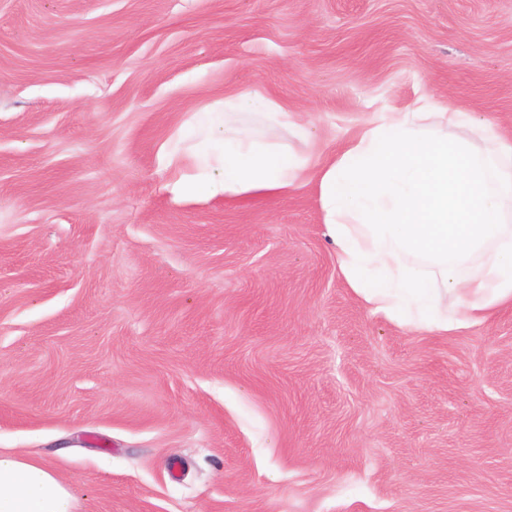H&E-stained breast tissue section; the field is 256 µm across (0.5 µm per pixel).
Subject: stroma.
Wrapping results in <instances>:
<instances>
[{
	"mask_svg": "<svg viewBox=\"0 0 512 512\" xmlns=\"http://www.w3.org/2000/svg\"><path fill=\"white\" fill-rule=\"evenodd\" d=\"M237 90L327 138L427 92L512 133V0H0V448L79 512H512V308L406 334L316 187L162 191Z\"/></svg>",
	"mask_w": 512,
	"mask_h": 512,
	"instance_id": "35a3bbf8",
	"label": "stroma"
}]
</instances>
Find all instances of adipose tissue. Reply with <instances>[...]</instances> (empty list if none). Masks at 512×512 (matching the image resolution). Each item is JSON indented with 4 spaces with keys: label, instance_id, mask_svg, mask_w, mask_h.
Instances as JSON below:
<instances>
[{
    "label": "adipose tissue",
    "instance_id": "obj_1",
    "mask_svg": "<svg viewBox=\"0 0 512 512\" xmlns=\"http://www.w3.org/2000/svg\"><path fill=\"white\" fill-rule=\"evenodd\" d=\"M159 159L175 202L315 184L340 273L408 333L458 335L512 306V137L434 95L370 112L332 152L304 113L240 91L190 112ZM75 510L47 461L0 450V512Z\"/></svg>",
    "mask_w": 512,
    "mask_h": 512
}]
</instances>
